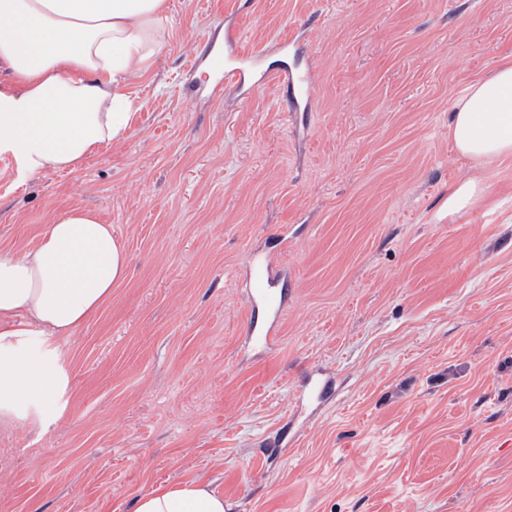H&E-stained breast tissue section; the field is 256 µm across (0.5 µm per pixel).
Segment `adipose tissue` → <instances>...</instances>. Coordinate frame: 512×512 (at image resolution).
I'll return each mask as SVG.
<instances>
[{
  "label": "adipose tissue",
  "instance_id": "obj_1",
  "mask_svg": "<svg viewBox=\"0 0 512 512\" xmlns=\"http://www.w3.org/2000/svg\"><path fill=\"white\" fill-rule=\"evenodd\" d=\"M169 0H0V156L19 175L71 170L98 147L124 139L133 100L126 88L145 72L170 23ZM455 150L494 169L512 162V55L470 83L451 105ZM489 200L479 176L448 198V218ZM127 274L124 246L95 210L73 206L39 242L0 251V419L26 406L29 420L57 406L68 378L55 344L70 337ZM41 350L26 347L30 333ZM133 512H230L223 495L189 482L138 497Z\"/></svg>",
  "mask_w": 512,
  "mask_h": 512
}]
</instances>
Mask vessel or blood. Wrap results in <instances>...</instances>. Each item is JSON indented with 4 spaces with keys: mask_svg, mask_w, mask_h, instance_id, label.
<instances>
[{
    "mask_svg": "<svg viewBox=\"0 0 512 512\" xmlns=\"http://www.w3.org/2000/svg\"><path fill=\"white\" fill-rule=\"evenodd\" d=\"M214 66L224 72L225 84L248 87L257 92L270 87L292 89L295 101H302L309 93L310 77L292 69L288 63L265 65L262 56L233 48L231 54L214 56ZM288 276L270 255L257 254L251 259L246 286L251 304V316L246 327V344L253 349H264L277 341L279 319L287 295ZM334 391L332 377L311 373L302 389V403L323 400Z\"/></svg>",
    "mask_w": 512,
    "mask_h": 512,
    "instance_id": "1",
    "label": "vessel or blood"
}]
</instances>
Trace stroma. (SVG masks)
Listing matches in <instances>:
<instances>
[{"label":"stroma","instance_id":"stroma-1","mask_svg":"<svg viewBox=\"0 0 512 512\" xmlns=\"http://www.w3.org/2000/svg\"><path fill=\"white\" fill-rule=\"evenodd\" d=\"M129 85L122 141L17 182L0 158V250L73 205L128 253L111 299L60 343L43 424L0 423V512H133L196 481L233 512H512V167L477 175L452 100L512 54V0H170ZM293 41L306 108L213 69L230 35ZM288 302L246 348L243 281L275 235ZM337 393L301 407L309 370ZM489 195V185L482 177L475 176L463 182L448 196V220L454 221L484 205Z\"/></svg>","mask_w":512,"mask_h":512}]
</instances>
